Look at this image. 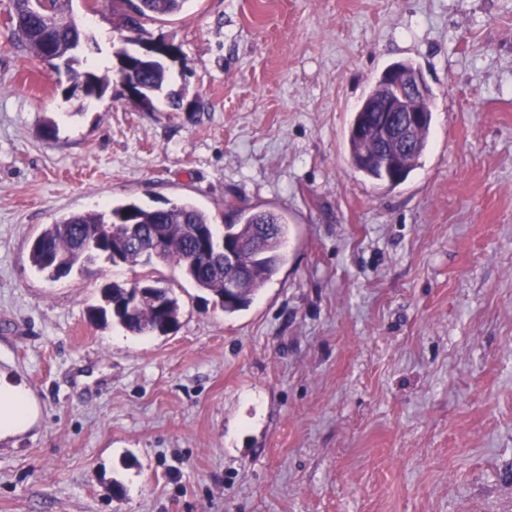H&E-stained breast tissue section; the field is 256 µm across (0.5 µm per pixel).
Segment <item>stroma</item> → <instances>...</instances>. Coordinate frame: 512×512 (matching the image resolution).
<instances>
[{
    "label": "stroma",
    "instance_id": "stroma-1",
    "mask_svg": "<svg viewBox=\"0 0 512 512\" xmlns=\"http://www.w3.org/2000/svg\"><path fill=\"white\" fill-rule=\"evenodd\" d=\"M0 0V378L33 396L0 439V512H512V0H187L144 106L67 98ZM85 66L116 70L110 0H72ZM433 92L408 179L349 162L390 65ZM285 215L288 260L227 316L178 267L48 280L43 228L135 202ZM152 275L166 335L94 322Z\"/></svg>",
    "mask_w": 512,
    "mask_h": 512
}]
</instances>
